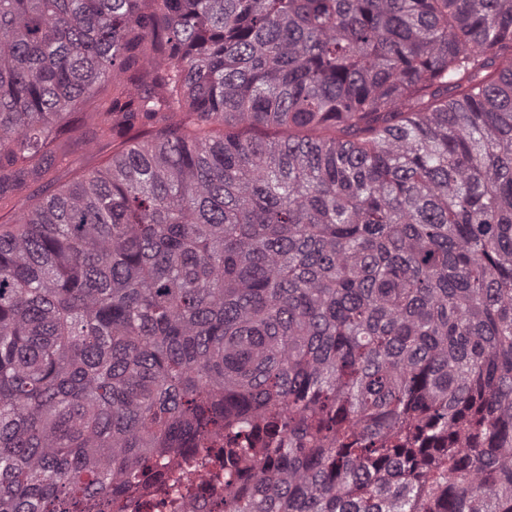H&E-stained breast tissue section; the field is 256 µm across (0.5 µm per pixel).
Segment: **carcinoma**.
<instances>
[{"instance_id":"cac0c4a2","label":"carcinoma","mask_w":512,"mask_h":512,"mask_svg":"<svg viewBox=\"0 0 512 512\" xmlns=\"http://www.w3.org/2000/svg\"><path fill=\"white\" fill-rule=\"evenodd\" d=\"M0 512L224 436V512H512V0H0ZM90 125L82 128L87 143L73 145L70 148L68 162L53 169L52 177L54 185L51 190L58 186H64L81 178L88 172L105 167L112 158V151L116 146L107 139H97L88 133Z\"/></svg>"}]
</instances>
